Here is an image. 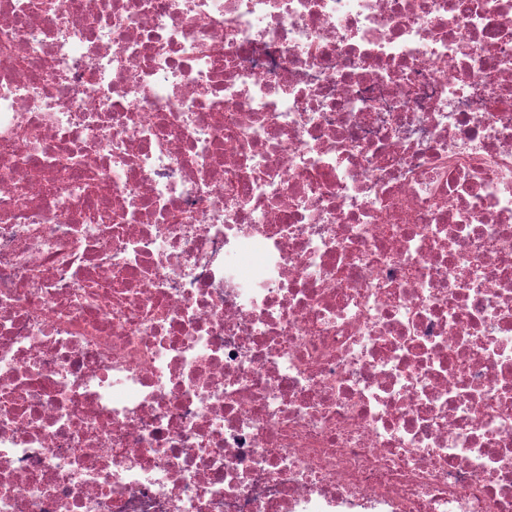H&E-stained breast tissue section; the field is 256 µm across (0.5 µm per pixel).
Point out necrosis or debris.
I'll return each mask as SVG.
<instances>
[{
  "mask_svg": "<svg viewBox=\"0 0 512 512\" xmlns=\"http://www.w3.org/2000/svg\"><path fill=\"white\" fill-rule=\"evenodd\" d=\"M0 512H512V0H0Z\"/></svg>",
  "mask_w": 512,
  "mask_h": 512,
  "instance_id": "1",
  "label": "necrosis or debris"
}]
</instances>
